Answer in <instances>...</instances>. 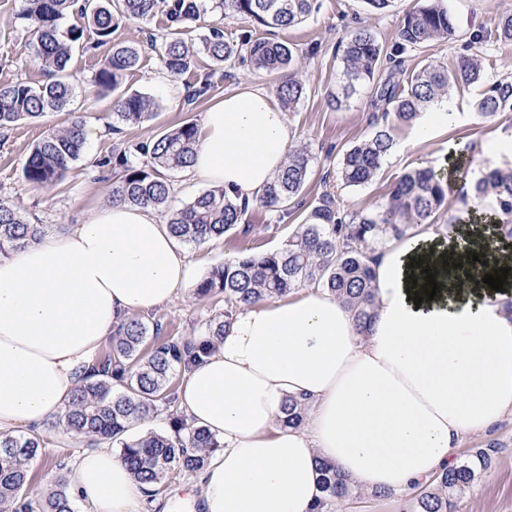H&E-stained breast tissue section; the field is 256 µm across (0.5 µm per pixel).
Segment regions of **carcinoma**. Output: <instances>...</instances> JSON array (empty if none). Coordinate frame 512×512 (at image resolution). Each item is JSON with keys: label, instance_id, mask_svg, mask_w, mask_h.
<instances>
[{"label": "carcinoma", "instance_id": "carcinoma-1", "mask_svg": "<svg viewBox=\"0 0 512 512\" xmlns=\"http://www.w3.org/2000/svg\"><path fill=\"white\" fill-rule=\"evenodd\" d=\"M15 19L33 35L34 61L53 80L32 86L25 82L0 84V129L12 124L64 110L71 102L68 71L76 48L87 49L80 27H63L65 16L78 11L97 36L96 45L112 44L111 53L93 78L98 92L116 91L124 74L138 66L140 55L131 45L112 43L119 20L147 21L163 12L168 31L157 53L162 67L171 75L188 70L193 54L180 37L181 28L200 16L204 9L240 16L261 28L287 29L308 17L315 0H22ZM494 29L471 35L467 54L452 68L436 59L411 71L404 55L448 39L454 21L443 0H422L407 12L391 47L379 43L375 33L361 25L345 32L338 46L347 94L372 90L381 123L367 139L349 147L341 156L339 176L345 186H362L381 169L394 146L397 124L416 121L421 113L444 98L454 86L483 81L488 35L512 41V14L494 18ZM199 51L217 69L232 62H248L267 72L290 70L277 85L284 108L291 110L305 94L303 83L291 73L297 58L284 43L254 36L244 30L228 39L218 28L209 31ZM512 108V80L502 79L484 87L477 109L492 115ZM154 116V103L136 92L119 97L112 133L121 126L137 125ZM86 144V124L75 117L67 126L48 132L37 141L25 159L22 176L35 189L50 190L78 161ZM198 146L197 127L186 121L151 139L116 141L112 150L96 160L95 168L112 175L111 201L150 207L167 219L170 232L184 243L220 240L228 233L247 236L251 225L243 223L250 206L216 187L199 194L183 207L170 205L172 181L167 171L185 169ZM311 157L304 148L288 154L259 199L269 211L285 213L300 195L309 172ZM460 169L443 175L422 164L404 173L385 202L371 210L351 211L330 192L319 197L296 232L282 248L265 253H241L214 266L195 287L198 300L224 302V312L206 320L204 337L169 336L162 323H146L127 317L112 335L109 350L97 362L93 382L76 390L71 404L56 417V425L70 432L72 445L94 447L118 444L120 458L128 464L145 494L153 497L173 471L203 470L220 442L206 430L172 417V433L150 431L131 440L127 432L137 423L177 400L173 379L184 374L210 353L222 340L224 328L244 304L279 298L306 285L328 289L354 312L359 329L375 317L371 263L378 247L403 237L418 224H431L444 207ZM492 197L496 206L484 207ZM469 220L489 224L498 235L512 237V168L490 167L471 193ZM43 235V225L24 219L13 204L0 200V257L9 256ZM306 408L288 400L286 424H302ZM49 444L39 433L0 435V512H73L71 498L61 484L48 489L34 501L20 495L29 482V467ZM320 495L312 512H332V507L358 494V485L345 479L328 462L319 465ZM474 478L473 467L464 462L416 487L417 512H457L459 501Z\"/></svg>", "mask_w": 512, "mask_h": 512}]
</instances>
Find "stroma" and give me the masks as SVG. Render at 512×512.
Masks as SVG:
<instances>
[{
    "mask_svg": "<svg viewBox=\"0 0 512 512\" xmlns=\"http://www.w3.org/2000/svg\"><path fill=\"white\" fill-rule=\"evenodd\" d=\"M319 7L303 23L289 29H258L257 34L287 44L299 53L297 77L306 93L287 119L295 133L294 143L307 147L311 155L308 180L296 205L290 206L287 217H279L263 208L250 210L245 221L251 224L248 236H226L224 241H208L186 245L193 264L189 283L176 300L154 309L168 331L196 336L204 331L209 317L221 313L223 305L197 301L196 283L211 267L240 250L266 252L281 248L324 192H331L346 207L372 209L384 201L393 183L418 163L443 170L454 161H461L469 179L480 177L486 163L499 166L512 164L507 155L485 154L478 146L493 139L512 138V109L498 111L490 117L479 114L476 103L481 87L472 85L452 89L448 109L453 118L441 127L437 136L427 142L416 139L415 125H400L394 131L395 145L385 159L378 175L359 187L344 186L338 177L342 152L371 135L376 109L370 90L354 94L340 109L328 105L331 94L340 92L342 63L336 54L346 27L356 23L369 26L384 45H392L405 14L415 8L418 0H392L381 13L371 10L365 0H318ZM455 19L456 33L421 51L407 55L409 67L426 58L456 64L470 33L490 29L495 15L512 13V0H446ZM21 0H0V84L23 81L39 85L47 81L46 72L33 60L31 35L16 20ZM66 26L83 28L84 39L93 43L91 51H76L71 69L75 98L71 109L50 112L33 121H22L8 130H0V198L13 203L30 221L44 225L46 230H60L83 223L95 209L107 205L111 182L98 176L94 162L112 148L109 131L112 123L115 94H99L92 77L109 51V46H95L92 29L78 13L68 14ZM167 28L164 15L148 21L121 20L112 34L113 41L138 48L140 60L135 70L124 78L122 88L137 92L155 104V117L145 123L125 127L124 136L133 141L154 137L185 121L201 123L207 108L224 93L261 86L275 91L278 76L253 71L238 64L224 78L213 79L208 94L194 104H187L188 91L210 77L211 60L196 54L189 70L180 75L168 74L161 66L150 36L162 35ZM211 78V77H210ZM81 115L94 134L88 137L84 152L66 177L48 191L28 186L22 178V167L31 146L46 130L66 126L74 115ZM50 443L32 465V480L27 489L33 498L41 497L58 477L68 475L82 456V449L72 447L62 432L44 426ZM489 451L487 465L476 467V477L464 492L459 512H512V412L490 431L465 436L456 453L457 461H466L472 449ZM196 495L200 492L198 474L175 471L170 474L159 493L145 501V512H185L178 493Z\"/></svg>",
    "mask_w": 512,
    "mask_h": 512,
    "instance_id": "stroma-1",
    "label": "stroma"
}]
</instances>
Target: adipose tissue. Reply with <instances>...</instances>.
I'll use <instances>...</instances> for the list:
<instances>
[{
  "label": "adipose tissue",
  "mask_w": 512,
  "mask_h": 512,
  "mask_svg": "<svg viewBox=\"0 0 512 512\" xmlns=\"http://www.w3.org/2000/svg\"><path fill=\"white\" fill-rule=\"evenodd\" d=\"M294 137L270 92H228L204 114L189 172L254 201ZM414 258L440 286L418 306ZM500 267L512 251L482 237L410 232L372 262L367 331L319 286L238 308L178 387L189 423L222 444L201 479L203 512H311L321 460L396 492L451 467L463 436L512 411V276L502 292L482 281ZM189 275L153 209L124 203L0 259V433L62 414L121 319L172 303ZM292 398L309 409L305 426L284 423ZM68 479L84 512H141V486L111 448L86 452Z\"/></svg>",
  "instance_id": "obj_1"
}]
</instances>
